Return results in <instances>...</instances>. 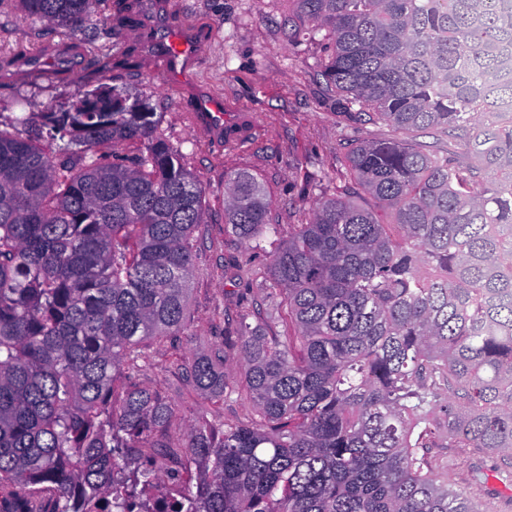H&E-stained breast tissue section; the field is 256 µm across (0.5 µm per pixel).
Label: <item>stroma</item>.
I'll list each match as a JSON object with an SVG mask.
<instances>
[{"label": "stroma", "instance_id": "obj_1", "mask_svg": "<svg viewBox=\"0 0 512 512\" xmlns=\"http://www.w3.org/2000/svg\"><path fill=\"white\" fill-rule=\"evenodd\" d=\"M174 11L137 10V24L113 23L115 0L71 37L32 20L15 0H0V120L25 112L67 108L100 86L137 91L156 114V133L178 147L205 192L204 222L195 233L188 321L183 333L151 344V366L123 372L129 384L157 391L175 409L168 431L173 446L185 447L189 427L246 420L244 403L203 401L181 373L193 358L224 341V318L264 300L270 283L269 254L307 223L320 200L339 194L349 144L393 138L394 130L371 123L360 107L349 108L319 76L331 49L296 0H160ZM206 27L210 39L199 54L191 83L215 92L247 112L262 133L228 149L196 135L183 117L182 97L155 63L141 38L151 21ZM90 41L86 55L63 53L71 42ZM246 170L262 183L275 225L266 250L253 254L224 229V193L235 173Z\"/></svg>", "mask_w": 512, "mask_h": 512}]
</instances>
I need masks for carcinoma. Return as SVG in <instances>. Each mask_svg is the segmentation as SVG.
Returning a JSON list of instances; mask_svg holds the SVG:
<instances>
[{
    "label": "carcinoma",
    "instance_id": "carcinoma-1",
    "mask_svg": "<svg viewBox=\"0 0 512 512\" xmlns=\"http://www.w3.org/2000/svg\"><path fill=\"white\" fill-rule=\"evenodd\" d=\"M16 2L74 32L105 0ZM297 3L331 41L326 88L399 133L353 144L344 175L391 221L326 199L272 253L281 319L254 302L231 323L244 381L220 370L227 336L187 374L256 418L189 429L196 470L166 512H497L476 492L485 455L512 485V0ZM31 120L0 126V487L18 489L0 512H147L137 449L178 452L174 410L113 385L184 328L204 190L125 90L41 114L60 158L19 131ZM428 129L465 161L423 149ZM224 223L264 250L253 174ZM438 442L478 454L465 485Z\"/></svg>",
    "mask_w": 512,
    "mask_h": 512
}]
</instances>
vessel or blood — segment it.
Masks as SVG:
<instances>
[{
    "mask_svg": "<svg viewBox=\"0 0 512 512\" xmlns=\"http://www.w3.org/2000/svg\"><path fill=\"white\" fill-rule=\"evenodd\" d=\"M207 40V30L185 23L154 31L151 44L163 71L181 80L194 67ZM184 117L194 132L215 143L238 145L251 139L256 131L249 117L231 116L223 97L214 94L190 98Z\"/></svg>",
    "mask_w": 512,
    "mask_h": 512,
    "instance_id": "vessel-or-blood-1",
    "label": "vessel or blood"
}]
</instances>
